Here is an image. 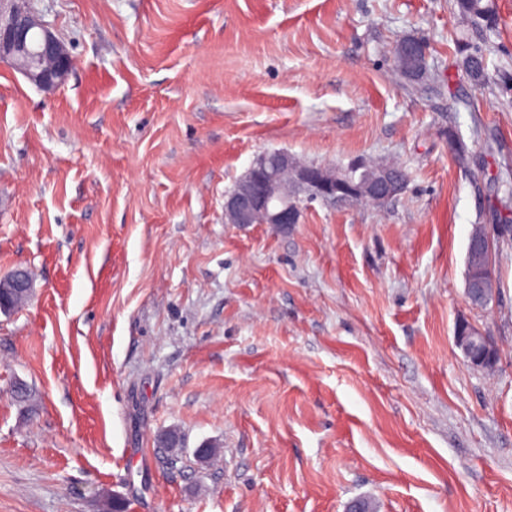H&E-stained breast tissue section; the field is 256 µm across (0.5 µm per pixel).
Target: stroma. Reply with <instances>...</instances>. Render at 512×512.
Here are the masks:
<instances>
[{"label":"stroma","instance_id":"stroma-1","mask_svg":"<svg viewBox=\"0 0 512 512\" xmlns=\"http://www.w3.org/2000/svg\"><path fill=\"white\" fill-rule=\"evenodd\" d=\"M29 2L74 68L45 90L0 62V278L34 284L0 313V512H512V246L499 298L464 299L470 232L512 179V91L456 65L465 36L512 73V0L480 30L456 0ZM408 34L429 44L416 87L393 66ZM274 150L396 161L406 189L225 223ZM463 318L494 371L464 362ZM454 343L465 362L473 369L483 370L486 365L497 364L498 352L495 346L472 324H465L463 320L457 322Z\"/></svg>","mask_w":512,"mask_h":512}]
</instances>
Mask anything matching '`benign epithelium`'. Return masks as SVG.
Listing matches in <instances>:
<instances>
[{"mask_svg": "<svg viewBox=\"0 0 512 512\" xmlns=\"http://www.w3.org/2000/svg\"><path fill=\"white\" fill-rule=\"evenodd\" d=\"M0 0V60L9 61L34 85L51 89L61 84L74 67V60L53 28L25 6ZM38 33V42L31 45L29 35ZM44 64L34 69L33 60ZM347 171L322 166L304 165L283 151L263 154L235 188L224 195V218L229 224H296L301 199L319 200L325 204H345L342 195ZM405 189V182L382 174L363 182L369 196L389 202ZM486 224H476L469 236L467 254L480 250L484 240L491 239ZM482 274L473 272L465 278L464 298L470 306L483 295ZM454 343L465 362L473 369L495 365L498 352L487 336L473 325L460 320L454 332Z\"/></svg>", "mask_w": 512, "mask_h": 512, "instance_id": "benign-epithelium-1", "label": "benign epithelium"}]
</instances>
